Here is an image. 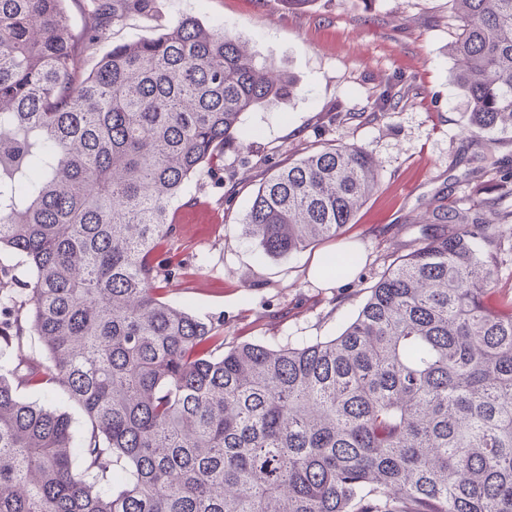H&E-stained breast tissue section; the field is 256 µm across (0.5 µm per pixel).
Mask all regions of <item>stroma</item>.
Returning <instances> with one entry per match:
<instances>
[{
  "instance_id": "1",
  "label": "stroma",
  "mask_w": 512,
  "mask_h": 512,
  "mask_svg": "<svg viewBox=\"0 0 512 512\" xmlns=\"http://www.w3.org/2000/svg\"><path fill=\"white\" fill-rule=\"evenodd\" d=\"M185 15L221 23L257 63L293 76L298 90L274 108L243 113L249 137L224 153L221 178L203 174L175 202L172 241L184 262L164 298L202 320L221 319L225 346L257 336L338 333L395 256L408 253L432 210L494 196L512 211V131L468 129V103L448 53L458 33L449 0H163L160 18L131 16L103 29L86 67L113 45L158 36ZM410 88L388 112L384 85ZM355 144L380 183L336 239L273 258L241 235L267 173L324 144ZM353 247L346 282L317 283L313 265Z\"/></svg>"
}]
</instances>
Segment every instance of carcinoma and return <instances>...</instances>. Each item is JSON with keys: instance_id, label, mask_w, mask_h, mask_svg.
Wrapping results in <instances>:
<instances>
[{"instance_id": "carcinoma-1", "label": "carcinoma", "mask_w": 512, "mask_h": 512, "mask_svg": "<svg viewBox=\"0 0 512 512\" xmlns=\"http://www.w3.org/2000/svg\"><path fill=\"white\" fill-rule=\"evenodd\" d=\"M0 0V250L22 258L45 360L0 366V512H512V303L488 248L494 200L432 213L335 336H258L163 300L182 260L170 208L243 147L241 115L297 89L221 24L84 53L102 20L161 0ZM454 80L477 131L512 130V0H451ZM405 92L385 85L387 112ZM378 185L354 144L266 176L243 237L272 257L334 239ZM0 322V343L22 341ZM60 389L70 416L21 397ZM19 394L21 397L27 400L36 401L40 404L49 405L56 409L70 413L72 417L74 442L76 446L80 444L87 427L85 418L82 412L77 407L72 405L67 400V397L59 389L48 388L42 390H32L30 388L21 386L19 388Z\"/></svg>"}]
</instances>
